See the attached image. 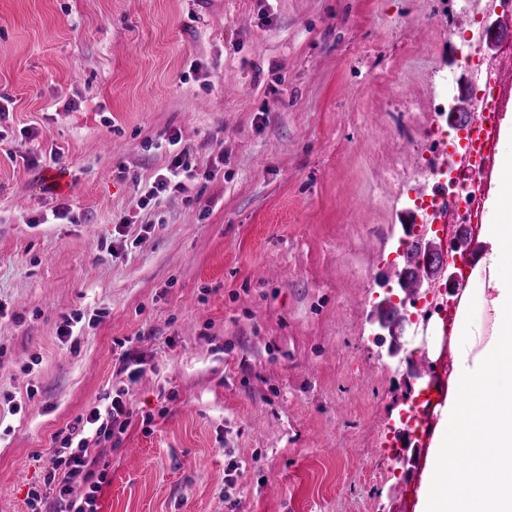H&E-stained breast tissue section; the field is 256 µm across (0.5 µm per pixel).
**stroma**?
<instances>
[{
  "label": "stroma",
  "mask_w": 512,
  "mask_h": 512,
  "mask_svg": "<svg viewBox=\"0 0 512 512\" xmlns=\"http://www.w3.org/2000/svg\"><path fill=\"white\" fill-rule=\"evenodd\" d=\"M468 27L464 0H0V512L123 387L98 512H418L425 461L385 450L440 319L397 359L371 335ZM174 133L195 184L138 208Z\"/></svg>",
  "instance_id": "35a3bbf8"
}]
</instances>
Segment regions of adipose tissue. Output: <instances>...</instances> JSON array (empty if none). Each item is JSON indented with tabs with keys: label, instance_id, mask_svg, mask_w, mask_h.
Here are the masks:
<instances>
[{
	"label": "adipose tissue",
	"instance_id": "obj_1",
	"mask_svg": "<svg viewBox=\"0 0 512 512\" xmlns=\"http://www.w3.org/2000/svg\"><path fill=\"white\" fill-rule=\"evenodd\" d=\"M491 210L482 227L491 251L481 263V300L492 330L456 318L451 396L429 450L421 512H512V162L498 175ZM454 453L471 461L461 480L446 466Z\"/></svg>",
	"mask_w": 512,
	"mask_h": 512
}]
</instances>
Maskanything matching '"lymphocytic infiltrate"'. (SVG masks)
Wrapping results in <instances>:
<instances>
[{
  "label": "lymphocytic infiltrate",
  "instance_id": "lymphocytic-infiltrate-1",
  "mask_svg": "<svg viewBox=\"0 0 512 512\" xmlns=\"http://www.w3.org/2000/svg\"><path fill=\"white\" fill-rule=\"evenodd\" d=\"M190 171L182 154H175L167 173L158 175L142 192L139 207L158 204L173 191L187 192ZM132 416L126 393L121 390L61 430L54 439L42 484L27 493L29 512H98L97 494L106 480L99 468L98 448L124 434Z\"/></svg>",
  "mask_w": 512,
  "mask_h": 512
}]
</instances>
